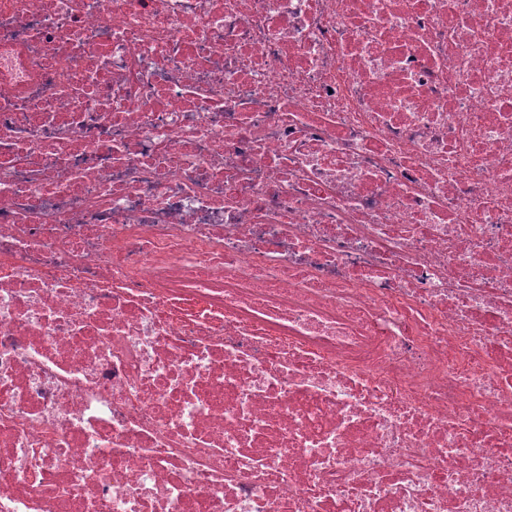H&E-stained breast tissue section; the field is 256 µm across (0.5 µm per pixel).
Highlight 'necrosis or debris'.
I'll return each instance as SVG.
<instances>
[{
  "label": "necrosis or debris",
  "mask_w": 512,
  "mask_h": 512,
  "mask_svg": "<svg viewBox=\"0 0 512 512\" xmlns=\"http://www.w3.org/2000/svg\"><path fill=\"white\" fill-rule=\"evenodd\" d=\"M0 512H512V0H0Z\"/></svg>",
  "instance_id": "necrosis-or-debris-1"
}]
</instances>
